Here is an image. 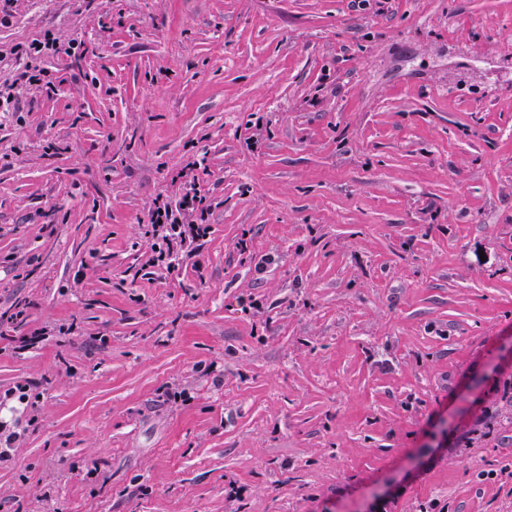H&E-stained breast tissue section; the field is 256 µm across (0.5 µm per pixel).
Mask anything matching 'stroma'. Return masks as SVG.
<instances>
[{"mask_svg": "<svg viewBox=\"0 0 512 512\" xmlns=\"http://www.w3.org/2000/svg\"><path fill=\"white\" fill-rule=\"evenodd\" d=\"M9 13L0 512H512V0ZM197 159L210 233L143 268Z\"/></svg>", "mask_w": 512, "mask_h": 512, "instance_id": "obj_1", "label": "stroma"}]
</instances>
